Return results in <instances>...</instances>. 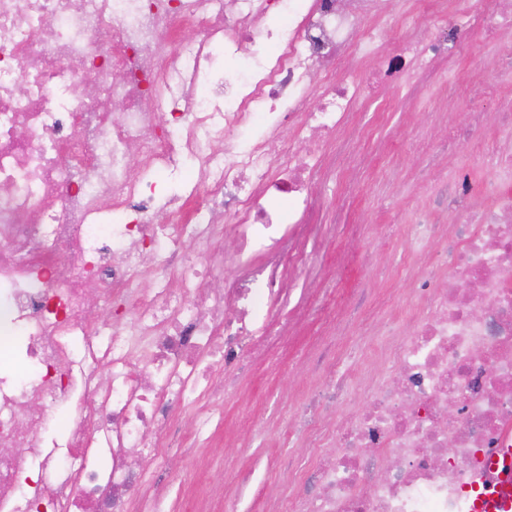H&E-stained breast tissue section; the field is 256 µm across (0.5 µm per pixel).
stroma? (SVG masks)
I'll return each instance as SVG.
<instances>
[{
	"label": "stroma",
	"instance_id": "stroma-1",
	"mask_svg": "<svg viewBox=\"0 0 512 512\" xmlns=\"http://www.w3.org/2000/svg\"><path fill=\"white\" fill-rule=\"evenodd\" d=\"M469 45L467 57L440 62L408 84L381 78L379 89L391 110L361 105L356 120L362 137L337 141L347 164L328 173L320 187L337 204V221L304 242L313 263L290 278L286 311L292 334L234 381L224 399L222 427L187 458L194 476L173 490V512H197V500L217 501L228 491L238 497L240 512H271L276 498L299 486L281 458L292 456L306 469L315 463V451L294 433L295 409L324 368L300 359L299 351L336 353L358 373L369 365L371 341L364 327L381 333L393 319L417 315V307L399 296L412 286L410 270L424 256L443 259L446 245L434 240L425 249L414 248L407 227L424 213L442 224L458 218L432 195L426 174L439 161L448 128L470 120L461 91L476 76L512 100V81L501 78L503 60L512 57V38L475 30Z\"/></svg>",
	"mask_w": 512,
	"mask_h": 512
}]
</instances>
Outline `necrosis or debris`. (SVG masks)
I'll return each instance as SVG.
<instances>
[{"label":"necrosis or debris","instance_id":"obj_1","mask_svg":"<svg viewBox=\"0 0 512 512\" xmlns=\"http://www.w3.org/2000/svg\"><path fill=\"white\" fill-rule=\"evenodd\" d=\"M423 7L420 32L385 0H0V361L22 363L0 377V512H164L153 472L183 481L181 413L209 439L236 373L278 338L288 270L310 264L295 244L330 208L327 148L377 92L352 60L395 25L397 80L465 51L476 18ZM276 10L286 34L264 24ZM246 42L275 48L213 75V47ZM494 96L475 84L444 146L490 159L492 178L438 188L459 223L411 227L448 259L413 273L420 315L379 340L388 378L332 364L305 408L309 487L273 512H467L512 449V139L473 135ZM185 159L192 189L159 198ZM354 386L361 408L334 424ZM70 401L64 444H46ZM75 407L73 404H62L55 410V419L51 425L50 430L45 433V437L51 442V439L59 440L60 436L63 435L74 416Z\"/></svg>","mask_w":512,"mask_h":512}]
</instances>
